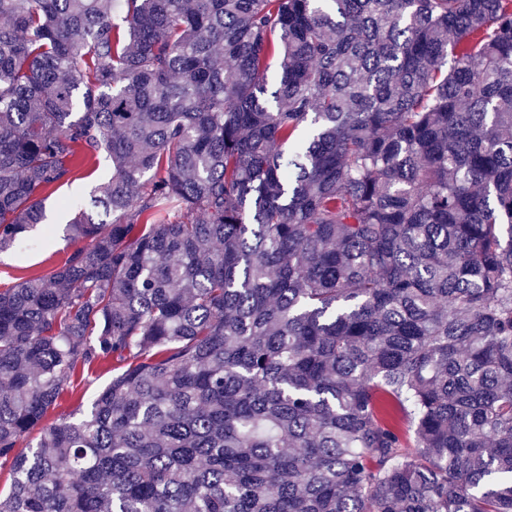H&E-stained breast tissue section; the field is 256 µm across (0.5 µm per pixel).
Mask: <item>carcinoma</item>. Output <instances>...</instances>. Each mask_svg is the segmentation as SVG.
Wrapping results in <instances>:
<instances>
[{"instance_id": "1", "label": "carcinoma", "mask_w": 512, "mask_h": 512, "mask_svg": "<svg viewBox=\"0 0 512 512\" xmlns=\"http://www.w3.org/2000/svg\"><path fill=\"white\" fill-rule=\"evenodd\" d=\"M99 156L0 512H512V0H0V252ZM112 380V362L92 368L79 370L72 378L74 385L78 386L79 393L84 395L83 408H86L94 396L107 386Z\"/></svg>"}]
</instances>
